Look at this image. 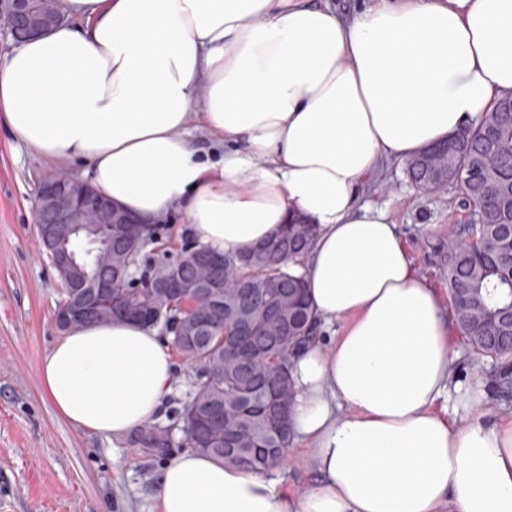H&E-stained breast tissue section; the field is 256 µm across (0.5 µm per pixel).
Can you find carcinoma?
Instances as JSON below:
<instances>
[{
  "label": "carcinoma",
  "mask_w": 512,
  "mask_h": 512,
  "mask_svg": "<svg viewBox=\"0 0 512 512\" xmlns=\"http://www.w3.org/2000/svg\"><path fill=\"white\" fill-rule=\"evenodd\" d=\"M512 97L499 101L479 124L409 160L407 173L418 187H451L463 224L448 230L444 271L453 297L455 325L479 357L512 358ZM317 233L313 224L288 223L259 247L224 257V268L186 265L185 276L220 284L214 296L173 297L160 287L177 260L146 265L147 284L131 285L130 265L150 243L112 231V245L85 239L83 264L89 276L112 284L106 304L74 328L114 319L163 327L175 350L196 368L181 411L182 445L227 464L264 470L282 459L292 445L288 415L295 400L290 376L293 351L313 338L312 311L302 264ZM216 301L221 312L209 331L189 342L174 329L191 330L196 314ZM276 304L277 319L255 338L248 354L237 349L238 321L245 309L254 317ZM147 448H168L171 429L153 421L143 425Z\"/></svg>",
  "instance_id": "carcinoma-1"
}]
</instances>
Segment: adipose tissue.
<instances>
[{
	"mask_svg": "<svg viewBox=\"0 0 512 512\" xmlns=\"http://www.w3.org/2000/svg\"><path fill=\"white\" fill-rule=\"evenodd\" d=\"M68 22L0 66V128L146 223L180 210L241 254L291 215L319 232L303 273L329 345L292 357L290 424L316 481L187 450L157 512H512V419L453 373L451 320L361 183L512 96V0H61ZM199 113L219 161L189 130ZM170 350L115 320L62 335L39 378L57 414L122 437L160 409ZM471 421L457 426L450 411Z\"/></svg>",
	"mask_w": 512,
	"mask_h": 512,
	"instance_id": "obj_1",
	"label": "adipose tissue"
}]
</instances>
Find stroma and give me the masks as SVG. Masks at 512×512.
Masks as SVG:
<instances>
[{
  "label": "stroma",
  "mask_w": 512,
  "mask_h": 512,
  "mask_svg": "<svg viewBox=\"0 0 512 512\" xmlns=\"http://www.w3.org/2000/svg\"><path fill=\"white\" fill-rule=\"evenodd\" d=\"M62 173L79 175L0 130V512H153L159 475L180 446L145 448L137 429L115 441L68 424L39 381L40 361L60 336L53 313L62 287L36 247L35 204L41 185ZM361 198L387 208L418 272L449 303L443 244L462 217L454 190L424 193L394 162L366 182ZM450 340L458 377L483 390L495 416L512 418V391L496 383L506 361L488 358L476 369L461 335ZM275 476L297 495L311 487L315 474L301 444Z\"/></svg>",
  "instance_id": "1"
}]
</instances>
